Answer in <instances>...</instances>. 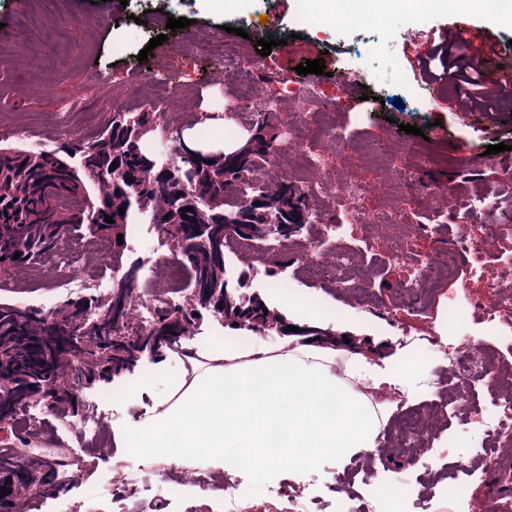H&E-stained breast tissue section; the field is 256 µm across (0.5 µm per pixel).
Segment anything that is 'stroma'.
<instances>
[{
  "label": "stroma",
  "instance_id": "obj_1",
  "mask_svg": "<svg viewBox=\"0 0 512 512\" xmlns=\"http://www.w3.org/2000/svg\"><path fill=\"white\" fill-rule=\"evenodd\" d=\"M165 11L191 19V26L166 31L159 21ZM383 11L384 26L360 28L326 22L323 0H61L54 17L41 15L37 0H0V53L13 60L12 68L0 70V146L56 150L70 143L74 128L89 141L101 130L92 115L136 112L155 101L189 137L203 133L218 144H237L248 136L256 107L225 81L222 58L203 47L204 41L223 40L227 50L255 61L261 95L273 104L270 122L292 133L288 167L276 169V178L294 186L299 178L323 172L363 185L366 221L348 229L336 245L354 259L376 308L361 312L357 295L336 288L331 279L311 277L297 259L298 246L312 245L321 239L324 225L344 220L340 203L320 195H309L312 221L287 247L272 253L257 248L246 255L239 252L237 239H228L224 273L229 286L245 284L247 292L272 307L286 298L315 308L323 322L335 325L336 337H347V351L382 367L399 364L413 355L411 338L436 329L448 305L470 314L480 302L492 300L493 290L470 270L496 264L501 254L512 252V235L505 231L512 225V111L471 112L449 106L448 92L429 94L431 76L441 70L431 57L440 33L458 25L491 33L506 52L512 50V14L486 16L473 0H464L454 12L419 6L409 19L397 5H384ZM52 28L65 31L52 59L29 55V43ZM162 33L166 41L150 47V39ZM267 36L278 45L263 57L256 46ZM143 49L148 52L144 61L138 58ZM320 57L328 71L320 82L297 73V65ZM33 73L40 87L26 83ZM96 73L110 77L111 99L102 98L92 80ZM138 77L166 84L164 98L136 88ZM77 89L82 103L68 125L29 132V122L56 113ZM364 94L370 97L365 106L360 103ZM311 98L320 101V108L308 106ZM326 111L340 134L334 141L322 133ZM403 123L421 128V135L400 131ZM499 143L505 144L504 152L488 153V146ZM445 190L472 205L471 245L458 251L453 276L430 293L411 297L403 284L412 279L413 269L389 262L378 240L379 223L390 219L410 226L413 259L436 255L452 245L454 236L452 222L434 218ZM139 230L140 247L126 252L124 260L138 264L135 287L140 290L169 251L152 225ZM282 279L287 288H279ZM187 341L205 349L223 341L273 347L282 339L235 330L212 316ZM146 376L153 382L138 401L96 404V394L105 388L125 389L132 379ZM164 383L157 360L147 357L134 374L85 385L79 406L84 411L97 407L105 424L120 423L143 415ZM447 384V369L431 362L427 373L413 375L403 387V412L392 415L375 454L352 459L341 469L335 460H326L303 482L270 483L249 476L231 481L187 463L137 458L110 439L80 457L73 479L55 495L32 499L27 512H55L63 500L82 512H225L224 501L231 497L238 499L240 512H279V492L302 494L314 512H354L363 501L372 503L371 512H382L372 486L383 474L406 490L400 512H457L448 491V463L464 451L486 412L467 400L448 415L438 406L439 390ZM405 415L433 416L439 435L433 449L402 444L399 425ZM108 473L124 478L110 491L104 485ZM145 475L173 482L174 493L162 502L154 499L141 482Z\"/></svg>",
  "mask_w": 512,
  "mask_h": 512
}]
</instances>
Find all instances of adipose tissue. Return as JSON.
<instances>
[{
    "instance_id": "ef3b65f1",
    "label": "adipose tissue",
    "mask_w": 512,
    "mask_h": 512,
    "mask_svg": "<svg viewBox=\"0 0 512 512\" xmlns=\"http://www.w3.org/2000/svg\"><path fill=\"white\" fill-rule=\"evenodd\" d=\"M189 365L169 380L143 416L113 427L142 459L195 465L229 477L304 480L325 460L344 464L374 453L391 407L360 385L400 387L411 363L379 369L363 356L302 336L277 347L222 344L165 359Z\"/></svg>"
}]
</instances>
